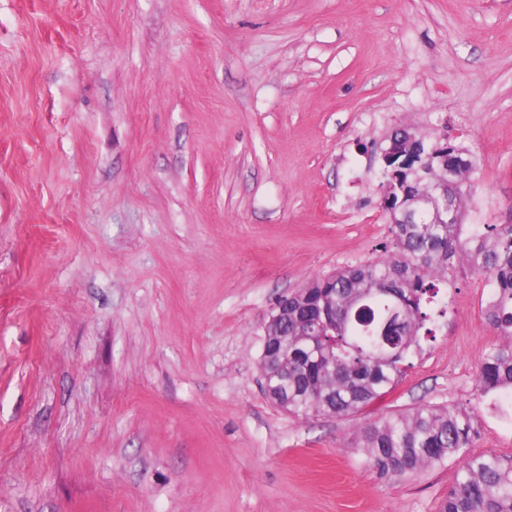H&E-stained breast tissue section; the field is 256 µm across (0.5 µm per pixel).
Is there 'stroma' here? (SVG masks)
Wrapping results in <instances>:
<instances>
[{
	"label": "stroma",
	"instance_id": "35a3bbf8",
	"mask_svg": "<svg viewBox=\"0 0 512 512\" xmlns=\"http://www.w3.org/2000/svg\"><path fill=\"white\" fill-rule=\"evenodd\" d=\"M399 128L476 167L512 224V0H0V512H437L467 462L379 479L359 429L475 415L487 278L390 392L298 418L259 369L278 300L377 258Z\"/></svg>",
	"mask_w": 512,
	"mask_h": 512
}]
</instances>
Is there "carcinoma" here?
I'll return each instance as SVG.
<instances>
[{"label": "carcinoma", "instance_id": "1", "mask_svg": "<svg viewBox=\"0 0 512 512\" xmlns=\"http://www.w3.org/2000/svg\"><path fill=\"white\" fill-rule=\"evenodd\" d=\"M474 167L446 142L427 147L421 165L382 182L390 194L393 249L314 275L278 301L288 316L270 315L266 340L274 358L260 363L276 406L302 418L343 419L381 399L401 379L405 362L435 337L436 319L447 315L441 290L456 260L493 284L486 318L501 341L478 364L479 389L484 395L512 389V224H433L426 209L415 223L401 222L434 185L449 186L463 209ZM475 434L468 412L420 404L366 426L356 447L379 478L406 480L466 454ZM439 512H512V457H471Z\"/></svg>", "mask_w": 512, "mask_h": 512}]
</instances>
